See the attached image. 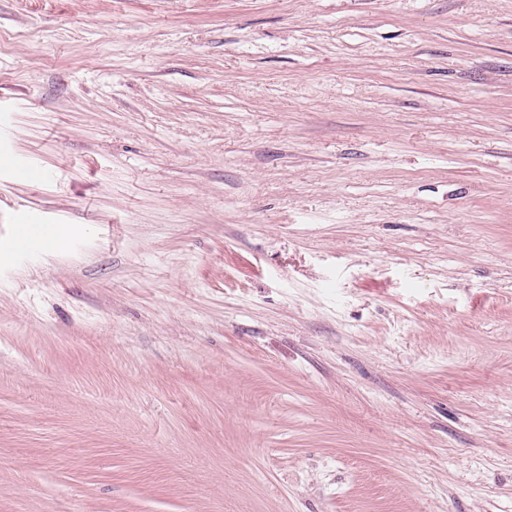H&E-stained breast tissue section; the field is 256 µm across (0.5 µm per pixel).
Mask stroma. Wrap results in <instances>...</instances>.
<instances>
[{
  "label": "stroma",
  "mask_w": 512,
  "mask_h": 512,
  "mask_svg": "<svg viewBox=\"0 0 512 512\" xmlns=\"http://www.w3.org/2000/svg\"><path fill=\"white\" fill-rule=\"evenodd\" d=\"M0 512H512V0H0Z\"/></svg>",
  "instance_id": "stroma-1"
}]
</instances>
